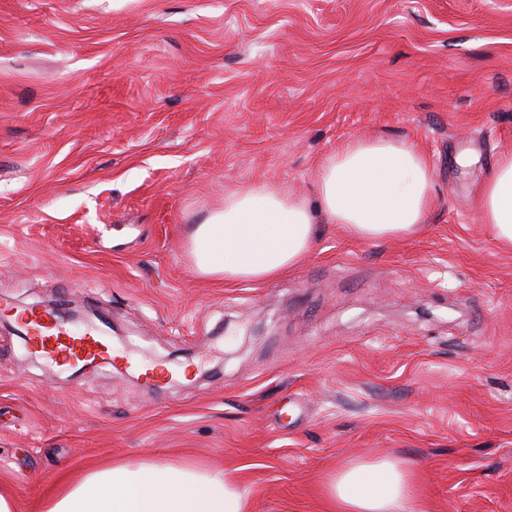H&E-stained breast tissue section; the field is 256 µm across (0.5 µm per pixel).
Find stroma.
Segmentation results:
<instances>
[{
  "label": "stroma",
  "mask_w": 512,
  "mask_h": 512,
  "mask_svg": "<svg viewBox=\"0 0 512 512\" xmlns=\"http://www.w3.org/2000/svg\"><path fill=\"white\" fill-rule=\"evenodd\" d=\"M384 135L430 159L415 236L316 227L259 285L198 275L225 194L316 202L318 163ZM512 152V0H0V295L82 303L174 381L74 376L0 325V490L152 460L236 471L251 512H329L393 459L408 512H512V250L477 196Z\"/></svg>",
  "instance_id": "1"
}]
</instances>
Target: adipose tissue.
Instances as JSON below:
<instances>
[{"instance_id": "1", "label": "adipose tissue", "mask_w": 512, "mask_h": 512, "mask_svg": "<svg viewBox=\"0 0 512 512\" xmlns=\"http://www.w3.org/2000/svg\"><path fill=\"white\" fill-rule=\"evenodd\" d=\"M433 179L429 158L410 142L350 139L319 163L317 204L268 184L226 194L194 231L193 265L228 283H262L301 262L321 222L366 241L414 235L433 207ZM478 211L494 239L512 247V154L500 155L481 184ZM328 496L335 512H406L409 472L389 459L356 463L332 479ZM41 512H249V502L224 470L142 461L61 484Z\"/></svg>"}]
</instances>
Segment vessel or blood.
Instances as JSON below:
<instances>
[{
    "mask_svg": "<svg viewBox=\"0 0 512 512\" xmlns=\"http://www.w3.org/2000/svg\"><path fill=\"white\" fill-rule=\"evenodd\" d=\"M18 318L25 328L32 347L61 367L108 363L112 347L99 328L78 331L70 327L60 308L30 307L20 311Z\"/></svg>",
    "mask_w": 512,
    "mask_h": 512,
    "instance_id": "obj_1",
    "label": "vessel or blood"
}]
</instances>
